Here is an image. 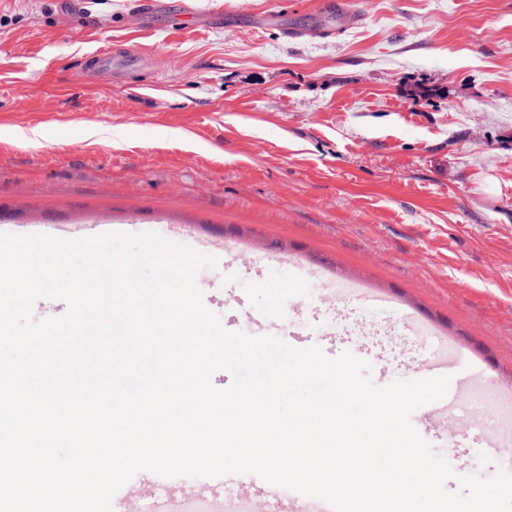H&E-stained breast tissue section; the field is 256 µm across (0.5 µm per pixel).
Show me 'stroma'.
Returning a JSON list of instances; mask_svg holds the SVG:
<instances>
[{
  "label": "stroma",
  "instance_id": "35a3bbf8",
  "mask_svg": "<svg viewBox=\"0 0 512 512\" xmlns=\"http://www.w3.org/2000/svg\"><path fill=\"white\" fill-rule=\"evenodd\" d=\"M154 2L0 0V230L184 233L229 331L257 332L242 297L268 334L367 353L377 385L459 344L512 390V0ZM107 43L118 74L90 75Z\"/></svg>",
  "mask_w": 512,
  "mask_h": 512
}]
</instances>
